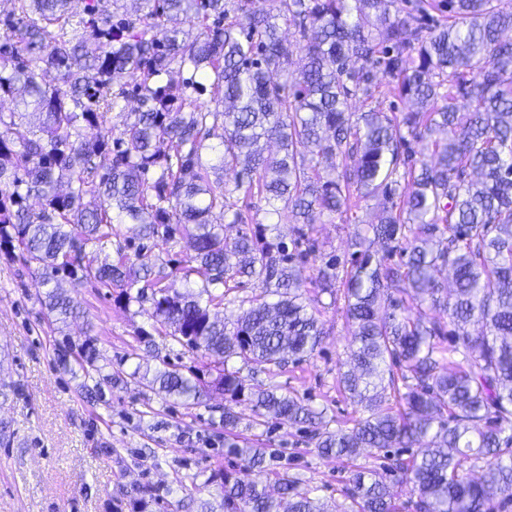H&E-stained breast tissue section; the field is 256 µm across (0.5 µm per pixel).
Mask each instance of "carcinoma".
<instances>
[{"mask_svg": "<svg viewBox=\"0 0 512 512\" xmlns=\"http://www.w3.org/2000/svg\"><path fill=\"white\" fill-rule=\"evenodd\" d=\"M101 2L77 15L70 0H13L0 19V98L15 103L0 112V251L37 265L57 329L76 316L62 280L94 281L120 289L126 308L150 304L155 330L205 359L279 370L322 342L309 282L342 296L352 340L337 384L364 415L332 430L325 411L271 387L250 392L255 415L348 462L424 443L387 468L412 485L414 512L512 507V0H443L446 24L402 14L394 0H144L135 19L124 0ZM190 14L193 31L182 27ZM283 24L304 52L297 70ZM183 70L192 78L175 83ZM382 86L406 111H349ZM206 89L222 111L194 97ZM130 95L140 107L112 140L109 114ZM28 114L37 130L17 141L11 130ZM220 115L224 133L211 145ZM414 143L433 160L417 163ZM239 194L288 214L290 242L273 234L279 223L239 207ZM396 195L368 225L372 236L355 234L348 261L332 255L306 276L314 224ZM115 214L133 236L117 259L85 264L86 250L112 237ZM226 222L246 227L231 248ZM184 247L164 263L154 253ZM440 267L453 290L435 278ZM177 278L183 293L166 284ZM246 281L258 293L240 300L236 319L214 316ZM58 360L101 372L89 337L65 339ZM129 377L184 401L209 394L165 361ZM220 384L235 401L244 394L238 370L224 369ZM238 424L224 409V447L241 461L224 472V512H324L292 476H278L279 496L266 491L264 457L237 442ZM345 495L355 512H397L374 471L350 470Z\"/></svg>", "mask_w": 512, "mask_h": 512, "instance_id": "cac0c4a2", "label": "carcinoma"}]
</instances>
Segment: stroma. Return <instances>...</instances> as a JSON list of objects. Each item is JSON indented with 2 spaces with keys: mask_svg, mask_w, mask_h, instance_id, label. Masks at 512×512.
Here are the masks:
<instances>
[{
  "mask_svg": "<svg viewBox=\"0 0 512 512\" xmlns=\"http://www.w3.org/2000/svg\"><path fill=\"white\" fill-rule=\"evenodd\" d=\"M380 207V199L369 198L350 214L324 218L313 232L319 257L348 260L355 233ZM43 292L35 266L0 252V424L11 435L0 443V512H200V504L219 505L221 476L237 464L224 448L228 409L240 418L241 436L276 450L263 464L267 483L294 476L328 512H349V463L320 456L296 428L257 423L248 400L229 404L212 394L183 402L128 378L106 387L104 401H90L84 388L91 378L58 363L64 337H92L107 374L165 361L187 374L202 359L155 334L138 305L117 304V289L90 282L70 289L79 315L59 333L39 302ZM314 308L326 334L312 357L273 373L237 358L228 366L240 371L246 389L278 387L342 423L362 414L356 398L336 386L351 334L342 301L323 294ZM143 332L151 344L138 342Z\"/></svg>",
  "mask_w": 512,
  "mask_h": 512,
  "instance_id": "1",
  "label": "stroma"
}]
</instances>
